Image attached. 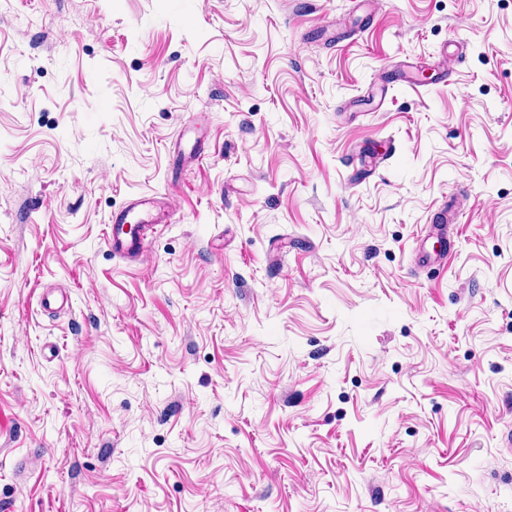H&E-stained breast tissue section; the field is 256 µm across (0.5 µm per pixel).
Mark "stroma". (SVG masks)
<instances>
[{
	"label": "stroma",
	"instance_id": "35a3bbf8",
	"mask_svg": "<svg viewBox=\"0 0 512 512\" xmlns=\"http://www.w3.org/2000/svg\"><path fill=\"white\" fill-rule=\"evenodd\" d=\"M511 427L512 0H0V512H512ZM168 200L166 195L143 197L113 211L104 239L112 254L125 260L137 259L144 251L149 234L154 233L159 224H165V212L170 209ZM151 210L156 211L155 217Z\"/></svg>",
	"mask_w": 512,
	"mask_h": 512
}]
</instances>
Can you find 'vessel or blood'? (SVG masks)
Instances as JSON below:
<instances>
[{"label": "vessel or blood", "mask_w": 512, "mask_h": 512, "mask_svg": "<svg viewBox=\"0 0 512 512\" xmlns=\"http://www.w3.org/2000/svg\"><path fill=\"white\" fill-rule=\"evenodd\" d=\"M169 207L167 196L154 195L113 211L104 239L106 246L122 259H137L144 251L149 234L164 223Z\"/></svg>", "instance_id": "vessel-or-blood-1"}]
</instances>
